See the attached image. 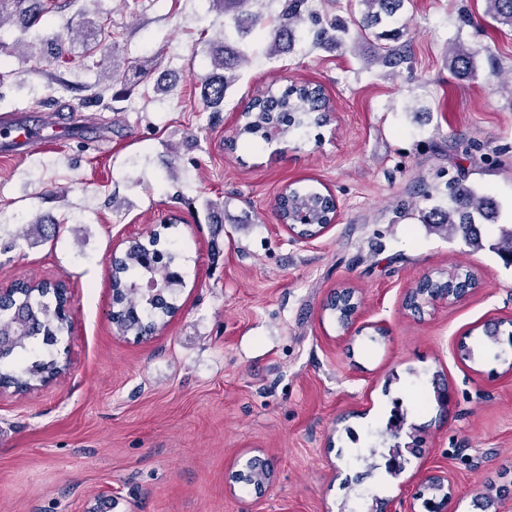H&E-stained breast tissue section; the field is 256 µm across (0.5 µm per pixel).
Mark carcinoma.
Instances as JSON below:
<instances>
[{
    "mask_svg": "<svg viewBox=\"0 0 512 512\" xmlns=\"http://www.w3.org/2000/svg\"><path fill=\"white\" fill-rule=\"evenodd\" d=\"M224 12V27L239 35L256 29L263 32L268 41V51L291 48L300 34L304 19L316 26L313 44L321 45L336 41L346 33L339 19L324 21L312 14L303 16L305 0H288L284 11L274 18L253 13L245 6L252 0H212ZM359 19L356 21L357 39L371 37L380 40L391 28L401 30L406 26L402 9L406 0H357ZM485 16L491 22L512 29V0H486ZM48 9L41 0H0V29L5 22L19 17L22 26L30 28L40 23ZM477 50L464 45L456 46L448 56L450 67L458 72H472ZM377 61L384 67L396 69L409 63V56L399 47L382 44L377 48ZM248 60L242 50L229 45L210 61L211 71L202 86L206 107L216 109L224 103L229 87L236 81L238 67ZM104 88L93 96V102L101 105L105 94L116 102L128 98L133 89L128 86L123 73L108 72L103 77ZM327 112L326 98L319 85L290 83L276 91L270 89L257 98L243 112L235 140L256 145L258 140L269 144L286 139L298 131L324 123ZM448 196L458 207L450 210L433 209L430 223L446 224L449 229L462 233L465 242L479 247L473 232L474 215L483 212L487 199L465 185L461 180L448 182ZM278 220L283 224L300 226L299 233L313 236L324 225L331 223L333 209L326 203L325 193L315 189L286 186L276 200ZM160 238L153 234L148 241L129 245L117 257L112 273V307L118 322L135 335L160 325V315L174 313L178 288L183 280L176 278L170 267L178 260V253L159 249ZM146 279L166 283L161 292L148 291L140 284ZM61 295L55 288L21 285L0 306V388L27 387L33 381L43 382L60 371L58 361L44 358L48 347L55 345L58 336L68 330V320L59 311ZM399 408H394L385 428L380 446L392 444L399 437Z\"/></svg>",
    "mask_w": 512,
    "mask_h": 512,
    "instance_id": "obj_1",
    "label": "carcinoma"
}]
</instances>
